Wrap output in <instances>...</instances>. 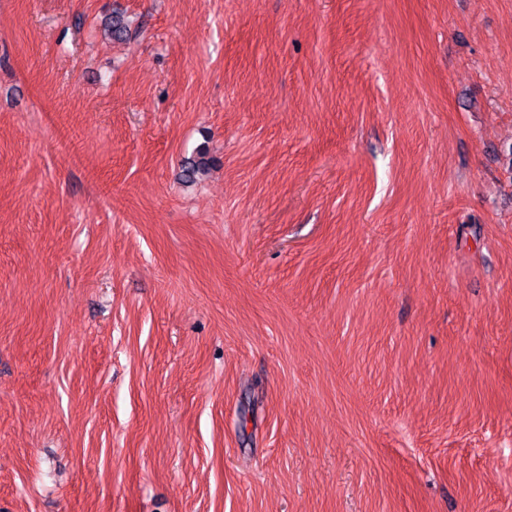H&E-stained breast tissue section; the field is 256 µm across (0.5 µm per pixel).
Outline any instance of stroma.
I'll return each instance as SVG.
<instances>
[{
  "instance_id": "stroma-1",
  "label": "stroma",
  "mask_w": 512,
  "mask_h": 512,
  "mask_svg": "<svg viewBox=\"0 0 512 512\" xmlns=\"http://www.w3.org/2000/svg\"><path fill=\"white\" fill-rule=\"evenodd\" d=\"M0 512H512V0H0ZM213 165V159L205 147H200L192 159H188L183 172L187 182H193L208 174Z\"/></svg>"
}]
</instances>
